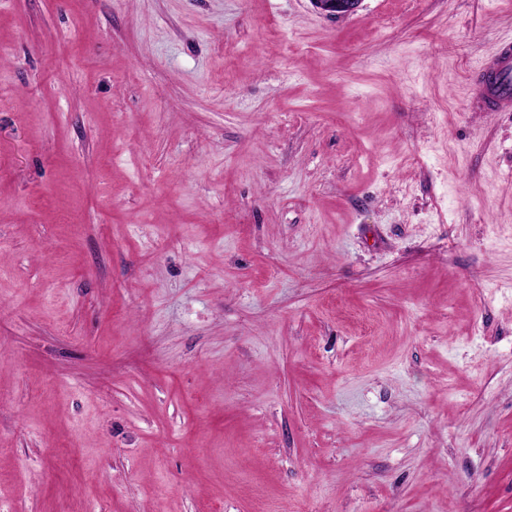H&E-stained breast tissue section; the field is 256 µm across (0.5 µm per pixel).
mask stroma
Wrapping results in <instances>:
<instances>
[{
    "label": "stroma",
    "mask_w": 512,
    "mask_h": 512,
    "mask_svg": "<svg viewBox=\"0 0 512 512\" xmlns=\"http://www.w3.org/2000/svg\"><path fill=\"white\" fill-rule=\"evenodd\" d=\"M512 0H0V512H512ZM315 9L322 15L340 19L355 14L363 0H310ZM471 107L477 112H512V38L499 42L470 76Z\"/></svg>",
    "instance_id": "stroma-1"
}]
</instances>
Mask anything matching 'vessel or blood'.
<instances>
[{
  "mask_svg": "<svg viewBox=\"0 0 512 512\" xmlns=\"http://www.w3.org/2000/svg\"><path fill=\"white\" fill-rule=\"evenodd\" d=\"M471 106L478 112H512V38L499 42L470 76Z\"/></svg>",
  "mask_w": 512,
  "mask_h": 512,
  "instance_id": "obj_1",
  "label": "vessel or blood"
}]
</instances>
